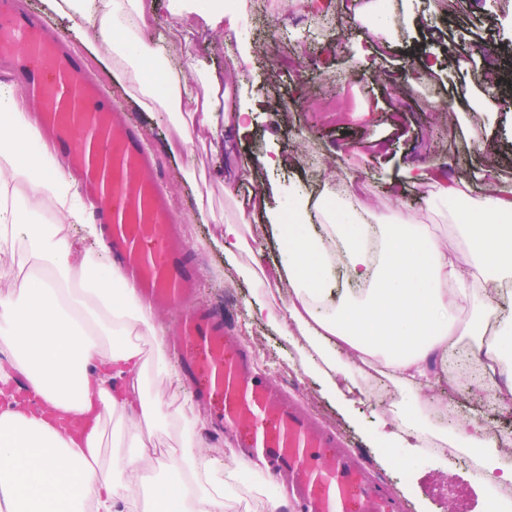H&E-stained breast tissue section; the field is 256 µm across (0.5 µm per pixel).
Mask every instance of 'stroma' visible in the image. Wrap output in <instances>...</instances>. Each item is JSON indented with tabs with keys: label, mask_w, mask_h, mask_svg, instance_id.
<instances>
[{
	"label": "stroma",
	"mask_w": 512,
	"mask_h": 512,
	"mask_svg": "<svg viewBox=\"0 0 512 512\" xmlns=\"http://www.w3.org/2000/svg\"><path fill=\"white\" fill-rule=\"evenodd\" d=\"M365 2L315 0L314 7L303 8L292 0H274L270 10L254 13L251 23L229 38L207 24L209 0H195L183 25L205 44L208 64L227 72V109L249 113L243 126L225 129L223 153L195 145V166L203 174L199 180L186 175L182 160L167 154L164 118L138 112L129 93L87 53L82 56L85 73L144 133L158 156L161 188L180 221L189 253L201 261L197 302L217 309L253 353L257 367L313 420L343 435L349 449L369 462L372 476L404 501L407 512H487L490 501L476 479V465L439 457L414 436L400 447H385L384 434L400 425L387 404L370 395H335L322 373L303 371V340L253 316L257 303L275 307L286 295L282 287H257L243 273L247 267H269L272 252H246L239 267L228 266L211 238L212 225L199 214L200 202L206 201L225 220H238L222 171L250 162L260 186L281 211L289 210L296 193L335 190L352 174L354 185L334 207L336 223L349 222L351 205L359 200L371 207L373 223L394 224L405 217L434 238L447 240L455 235L457 208L428 183L407 184L404 196H395L390 182L403 169L439 166L451 182L490 168L496 180L512 183V166L496 168L491 162L493 153L512 150V103L456 118L446 109L457 86L477 92L483 77L505 74L506 64H512V0H452L446 11L429 0H405L404 11L420 23L403 24L398 34L390 14L357 19L356 10ZM229 39L254 52L240 78L230 73L224 50ZM359 45L375 47L371 67L359 64L354 53ZM422 50L436 58L434 71L419 73L416 55ZM347 93L355 107L336 120L324 103ZM274 154L282 165L265 167L264 158ZM42 274L38 256L16 242L0 257V294L12 292L20 279ZM420 399L512 436V412L498 407L492 388L460 390L434 381ZM282 494L280 482L252 466L226 487L224 512H269L271 499Z\"/></svg>",
	"instance_id": "35a3bbf8"
}]
</instances>
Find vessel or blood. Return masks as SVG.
Returning a JSON list of instances; mask_svg holds the SVG:
<instances>
[{"mask_svg":"<svg viewBox=\"0 0 512 512\" xmlns=\"http://www.w3.org/2000/svg\"><path fill=\"white\" fill-rule=\"evenodd\" d=\"M0 56L13 60L44 134L80 173L83 194L96 203L92 221L103 226L112 260L142 306L160 312L186 302L197 265L177 234L157 163L138 130L85 78L48 21L16 11L13 0H0ZM175 333L184 377L202 380L201 401L217 405L213 424L237 436L254 465L285 479L298 512H406L337 435L254 368L220 313L188 309Z\"/></svg>","mask_w":512,"mask_h":512,"instance_id":"1","label":"vessel or blood"}]
</instances>
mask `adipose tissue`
Instances as JSON below:
<instances>
[{"label":"adipose tissue","mask_w":512,"mask_h":512,"mask_svg":"<svg viewBox=\"0 0 512 512\" xmlns=\"http://www.w3.org/2000/svg\"><path fill=\"white\" fill-rule=\"evenodd\" d=\"M75 11L89 15L94 30H74L86 49L104 44L109 77L132 95L140 112L163 116L166 147L194 169V142L220 148L224 128L242 123L243 113L224 110L225 76L200 67L199 46L183 33L181 53L202 83L194 90L185 74L170 68L156 49L139 39L157 24V0H69ZM39 145L28 156L24 145ZM23 179L30 205L46 196L57 203L59 228L24 216L0 202V229L24 235L59 285L21 282L0 294V383L22 373L36 398L68 416L99 410L118 416L127 452L109 465L99 462L97 429L63 435L43 416L15 407L0 412V496L10 512H139L138 489L153 451L142 439V425L156 431L176 428L178 447L166 449L158 463L176 478L177 494L167 487L153 492L151 512H223L224 475L246 469V461L229 454L223 469H214L197 450L195 429L201 413L192 403L167 412L148 399L147 382L175 385L179 377L163 354L162 330L139 305L135 288L120 271L105 275L101 262L90 260L80 241L61 230L82 224L96 235L76 190L53 150L43 144L39 127L22 97L0 87V188ZM312 209L310 197L292 205L296 230L279 243L278 258L258 284L288 285L279 308L258 306L257 317L301 336L333 373L331 389L359 388L353 359L379 356L390 378L410 393L397 409L406 419L436 368H447L452 337L466 340L481 372L477 384L494 374L500 359L490 334V298L512 282V184L491 182L479 204L480 219L459 220L462 243L435 240L419 224L400 219L373 224L368 205L357 204L349 224H332L326 236L303 234ZM365 285L366 298L344 304L338 313L324 308L323 286L334 268ZM467 320H459L460 311ZM154 339L157 353L145 364L140 347L130 339L137 328ZM463 447L481 461L479 481L512 482V462L500 448L512 446L478 420L454 423Z\"/></svg>","instance_id":"obj_1"}]
</instances>
